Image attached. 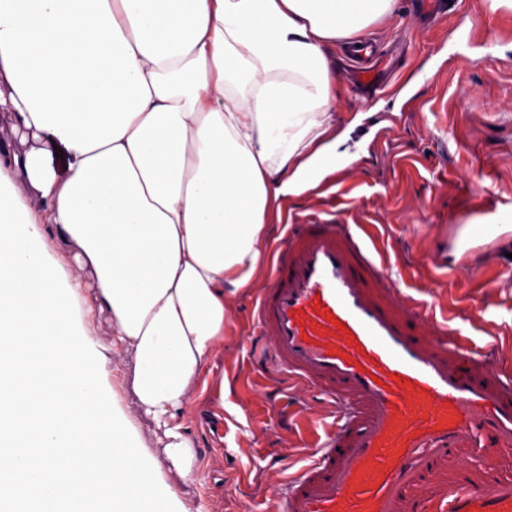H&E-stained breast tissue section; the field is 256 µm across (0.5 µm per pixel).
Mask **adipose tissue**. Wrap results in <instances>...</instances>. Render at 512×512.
<instances>
[{
  "mask_svg": "<svg viewBox=\"0 0 512 512\" xmlns=\"http://www.w3.org/2000/svg\"><path fill=\"white\" fill-rule=\"evenodd\" d=\"M396 0H0V112L68 153L0 145V512H162L155 468L101 388L109 314L167 461L192 466L185 397L224 336L281 198L336 171L327 54ZM72 254L47 261L51 235ZM95 292L73 316L79 281Z\"/></svg>",
  "mask_w": 512,
  "mask_h": 512,
  "instance_id": "1",
  "label": "adipose tissue"
}]
</instances>
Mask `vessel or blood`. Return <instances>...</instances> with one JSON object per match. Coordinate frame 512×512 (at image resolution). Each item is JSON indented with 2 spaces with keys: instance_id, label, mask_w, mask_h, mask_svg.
Masks as SVG:
<instances>
[{
  "instance_id": "b4317fda",
  "label": "vessel or blood",
  "mask_w": 512,
  "mask_h": 512,
  "mask_svg": "<svg viewBox=\"0 0 512 512\" xmlns=\"http://www.w3.org/2000/svg\"><path fill=\"white\" fill-rule=\"evenodd\" d=\"M255 324L275 365L336 411L271 512H512V372L496 340L403 297L354 225H291Z\"/></svg>"
}]
</instances>
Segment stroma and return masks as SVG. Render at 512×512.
Listing matches in <instances>:
<instances>
[{
    "mask_svg": "<svg viewBox=\"0 0 512 512\" xmlns=\"http://www.w3.org/2000/svg\"><path fill=\"white\" fill-rule=\"evenodd\" d=\"M454 2L429 26L422 0H398L364 28L383 49H402L389 90L370 98L337 79L336 122L349 130L340 170L308 194L282 199L251 283L226 299L224 337L182 409L194 452L189 475L164 463L155 425L136 406L133 360L113 346L110 322L100 321L93 343L112 369L102 379L112 409L140 452L160 460L156 476L172 493V512H265L333 422L306 386L278 374L251 321L269 254L287 225H366L373 251L391 263L405 293L438 297L458 321L484 309L505 331L500 361L512 370V236L476 231L512 225V10L491 9L488 0ZM459 251L486 289L462 273L452 287H435V275Z\"/></svg>",
    "mask_w": 512,
    "mask_h": 512,
    "instance_id": "35a3bbf8",
    "label": "stroma"
}]
</instances>
